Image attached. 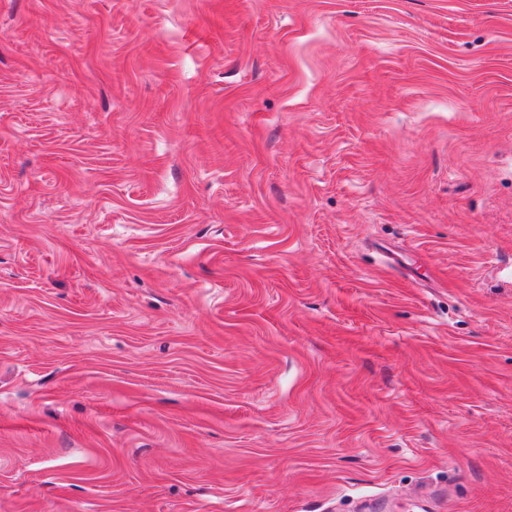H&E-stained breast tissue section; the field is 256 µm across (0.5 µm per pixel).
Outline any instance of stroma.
<instances>
[{"mask_svg":"<svg viewBox=\"0 0 512 512\" xmlns=\"http://www.w3.org/2000/svg\"><path fill=\"white\" fill-rule=\"evenodd\" d=\"M512 512V0H0V512Z\"/></svg>","mask_w":512,"mask_h":512,"instance_id":"35a3bbf8","label":"stroma"}]
</instances>
